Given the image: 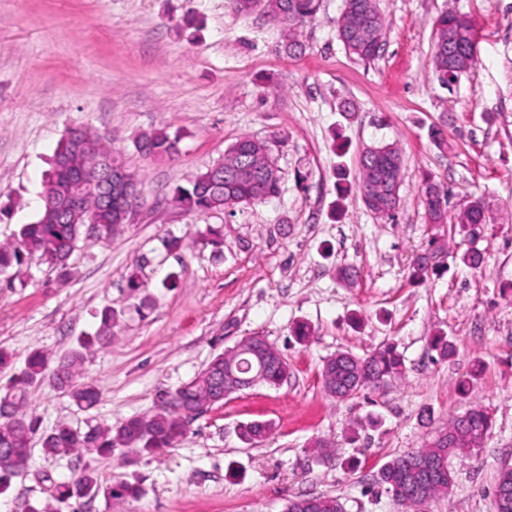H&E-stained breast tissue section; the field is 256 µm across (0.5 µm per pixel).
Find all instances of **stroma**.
Instances as JSON below:
<instances>
[{
  "instance_id": "1",
  "label": "stroma",
  "mask_w": 512,
  "mask_h": 512,
  "mask_svg": "<svg viewBox=\"0 0 512 512\" xmlns=\"http://www.w3.org/2000/svg\"><path fill=\"white\" fill-rule=\"evenodd\" d=\"M343 3L321 0L294 56L279 27L237 14L232 0H0V242L34 221L68 128L105 135L144 191L119 235L80 241L67 280L35 258L0 276V347L17 372L31 351L68 353L95 332L103 307L121 315L111 343L88 350L82 366L100 403L80 410L46 381L32 389L29 412L45 429L121 423L251 335L288 361L281 386L228 397L171 448L50 457L33 445L0 512H26L87 467L106 484L141 477L145 492L119 504L99 497L82 512H282L308 495L341 498L346 512H404L379 482L381 467L475 404L490 430L481 448L451 458L453 485L426 512H495L492 488L512 466V0H378L384 44L368 64L337 37ZM446 12L479 32L475 67L448 88L430 58ZM190 17L198 28L184 29ZM155 128L179 133L174 161L136 150L135 138ZM243 137L268 141L278 196L231 213L172 203L176 186ZM380 143L402 156L391 220L368 210L358 188V157ZM428 178L447 191L449 213L482 200V270L456 259L468 246L461 234L429 222ZM209 227L221 231V250L203 240ZM168 234L184 239L180 256L164 250ZM433 238L452 256L439 275L415 281L411 257ZM345 266L359 270L354 284L339 280ZM145 297L153 305L142 315ZM299 323L312 329L304 345L292 337ZM438 334L454 347L449 359L430 349ZM386 343L403 355L404 378L345 401L324 392L325 357ZM252 421L272 423V434L245 442L240 427ZM318 439L334 443L332 460L313 457Z\"/></svg>"
}]
</instances>
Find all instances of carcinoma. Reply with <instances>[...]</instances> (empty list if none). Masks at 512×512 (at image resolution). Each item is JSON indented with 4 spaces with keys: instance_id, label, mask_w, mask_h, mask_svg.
<instances>
[{
    "instance_id": "1",
    "label": "carcinoma",
    "mask_w": 512,
    "mask_h": 512,
    "mask_svg": "<svg viewBox=\"0 0 512 512\" xmlns=\"http://www.w3.org/2000/svg\"><path fill=\"white\" fill-rule=\"evenodd\" d=\"M235 11L249 15L263 12L282 28L284 50L296 53L301 49L299 29L315 19L320 0H233ZM337 35L346 51L356 60L369 63L379 56L383 46L386 22L377 6V0H344V8L336 20ZM436 38L431 49L433 72L441 82L450 84L459 80L476 64L468 55V47L478 38L471 20L461 14L444 13L434 22ZM135 148L145 156L171 160L177 154V138L164 129L140 134ZM114 155L105 137L87 127L71 128L54 150L50 170L45 174V190L38 215L30 224L22 225L15 241L0 244V274L23 265L27 258L38 259L68 274V262L80 240L92 237L109 241L132 222L135 212L125 209V202L114 197L106 204L97 196L85 192L86 203L97 213L98 223L82 224L62 221L58 214L73 192L71 171L99 169L102 160ZM359 187L374 178L392 175L402 178V158L398 151L384 154L361 152L358 162ZM430 181L424 183V202L432 224L448 221V195L430 193ZM280 192V176L274 169L268 143L242 138L224 153V160L198 174L188 186L178 187L172 197L175 205L187 211H232L241 205L263 203ZM367 209L391 218L397 206L389 199L369 202L362 199ZM486 223L482 204L474 201L454 215V224L471 239L481 235ZM447 249L431 242L425 252L416 256L412 276L424 281L438 269L446 266ZM459 260L473 270L486 263V252L477 248L464 251ZM119 325V314L106 307L100 312L96 333L80 341L79 347L61 357L54 366L41 351L31 352L24 369L12 375L8 393L0 398V494L6 492L12 481L23 475L31 453L32 435L37 422L29 418L26 404L33 386L48 378L57 387L67 391L81 410L95 407L100 398L98 388L91 382L79 381L84 362V350L98 344L108 345L114 329ZM269 358L263 365L261 385L276 387L288 378V363L282 352L267 344ZM256 368L251 355H240L237 360L224 359L219 353L190 381L162 396L157 409L144 415L132 416L119 425L90 426L86 429L59 425L40 437L44 454L68 455L74 452L107 455L116 448L135 454L151 453L170 448L182 439L194 421L192 414L212 405L224 392V372L233 371L247 378ZM406 371L404 359L392 344H387L365 356L348 351L338 352L323 361L321 369L324 391L332 398L348 400L366 389H377L400 379ZM490 416L481 407L474 406L447 428V438L421 448L412 449L387 462L379 472L380 483L395 499L408 501V506H424L438 496L448 493L453 475L448 459L462 453L467 447H476L486 437ZM144 493L139 479L101 483L95 472L82 470L71 481L54 487L51 499L28 506V512H79V506L103 497L107 501L136 499ZM285 512H345L338 497L303 496L288 501Z\"/></svg>"
}]
</instances>
